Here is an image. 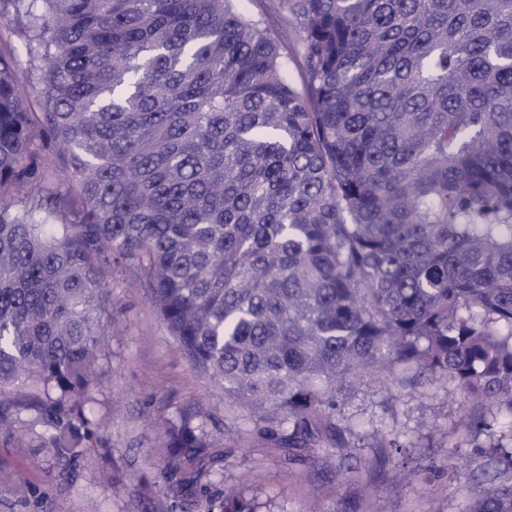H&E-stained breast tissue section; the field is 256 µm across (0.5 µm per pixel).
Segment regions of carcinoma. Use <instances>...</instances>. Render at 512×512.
Segmentation results:
<instances>
[{"label": "carcinoma", "mask_w": 512, "mask_h": 512, "mask_svg": "<svg viewBox=\"0 0 512 512\" xmlns=\"http://www.w3.org/2000/svg\"><path fill=\"white\" fill-rule=\"evenodd\" d=\"M233 2L0 0L34 73L0 51V425L38 411L39 447L78 455L105 270L133 269L288 464L351 456L355 385L445 382L508 463L459 512H512V0H269L286 54ZM39 139L77 181L71 218ZM163 447L178 493L264 512L211 493L224 453L189 421Z\"/></svg>", "instance_id": "1"}]
</instances>
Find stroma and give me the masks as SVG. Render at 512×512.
Here are the masks:
<instances>
[{"label":"stroma","mask_w":512,"mask_h":512,"mask_svg":"<svg viewBox=\"0 0 512 512\" xmlns=\"http://www.w3.org/2000/svg\"><path fill=\"white\" fill-rule=\"evenodd\" d=\"M115 306L86 405L93 435L80 454L59 461L40 448L45 423L29 416L0 430V512H206L165 488L163 427L178 415L204 411L211 440L223 450L217 490L237 486L249 473L273 512H457L459 500L491 490L474 480L479 458L448 454L447 428H458L470 398L444 389L397 401L367 383L348 398L356 432L382 430L409 446L406 466L380 463L370 450L339 470L320 455L289 467L285 450L251 434L243 411L230 408L221 385L197 372L148 300L143 279L112 274ZM438 432L429 433L428 423Z\"/></svg>","instance_id":"stroma-1"}]
</instances>
